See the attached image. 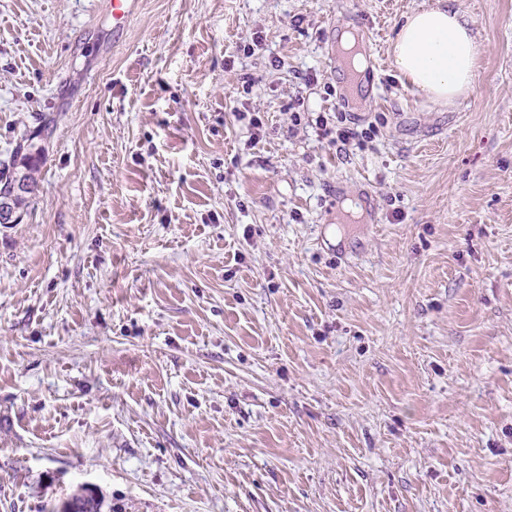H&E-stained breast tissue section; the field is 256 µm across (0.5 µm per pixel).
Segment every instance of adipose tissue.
Wrapping results in <instances>:
<instances>
[{
  "instance_id": "adipose-tissue-1",
  "label": "adipose tissue",
  "mask_w": 512,
  "mask_h": 512,
  "mask_svg": "<svg viewBox=\"0 0 512 512\" xmlns=\"http://www.w3.org/2000/svg\"><path fill=\"white\" fill-rule=\"evenodd\" d=\"M472 25L458 0L407 15L392 45L398 73L435 103L452 105L471 94L478 70Z\"/></svg>"
}]
</instances>
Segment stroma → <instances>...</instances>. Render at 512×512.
<instances>
[{"label":"stroma","mask_w":512,"mask_h":512,"mask_svg":"<svg viewBox=\"0 0 512 512\" xmlns=\"http://www.w3.org/2000/svg\"><path fill=\"white\" fill-rule=\"evenodd\" d=\"M437 2L0 0V512H512V0L450 107L391 55ZM324 114L330 113L323 112V115L319 113V115L316 117V125L324 130L325 135L334 134V136L331 138V143L333 145H336L337 150L341 152L345 148V146H347L350 143V140L355 139L358 136V133L354 131L353 128L342 125V123L344 122L343 116H336L337 123H339L340 125L336 124L328 128L329 120H332V118H330L332 116L329 115V117H326ZM25 150L26 152L21 154L19 159L17 158L20 152L17 151L16 156L10 160L9 164H5L4 161L0 162V194L10 190L17 169L24 170V178L35 183V174L43 160L44 150L33 142H30Z\"/></svg>","instance_id":"1"}]
</instances>
